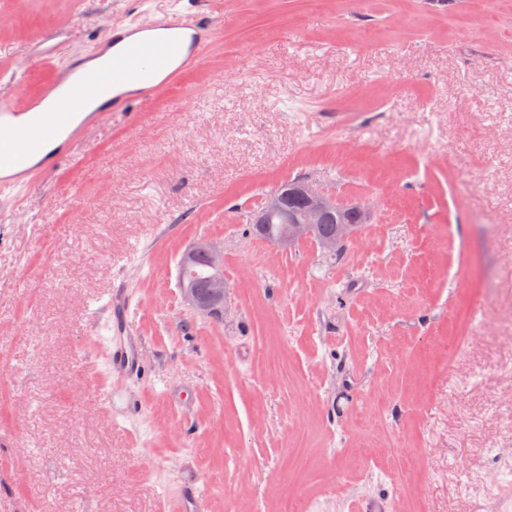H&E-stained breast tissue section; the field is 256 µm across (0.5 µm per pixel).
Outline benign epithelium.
<instances>
[{"label":"benign epithelium","mask_w":512,"mask_h":512,"mask_svg":"<svg viewBox=\"0 0 512 512\" xmlns=\"http://www.w3.org/2000/svg\"><path fill=\"white\" fill-rule=\"evenodd\" d=\"M290 191L301 196L305 211L288 220L282 233L271 243L279 248H292L313 241L326 254L340 252L354 239L358 224L353 218L367 215L359 204H348L332 193H325L309 185L296 182ZM199 255L208 259L209 270L205 284L188 276L189 263ZM179 288L184 302L200 314H209L224 298V251L211 239L201 237L183 253L179 264Z\"/></svg>","instance_id":"benign-epithelium-1"}]
</instances>
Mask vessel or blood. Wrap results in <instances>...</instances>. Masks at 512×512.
<instances>
[{"label":"vessel or blood","mask_w":512,"mask_h":512,"mask_svg":"<svg viewBox=\"0 0 512 512\" xmlns=\"http://www.w3.org/2000/svg\"><path fill=\"white\" fill-rule=\"evenodd\" d=\"M130 31L136 41L96 67L81 70L68 62L58 66L38 96L27 94L22 74L12 76L13 93L0 96V129L7 132L0 138V167L19 168L20 174L0 176L1 190L29 183L37 169L28 165V151L40 141L61 135L69 149H76L81 131L74 128V119L81 114L92 123L102 119V112L89 104L103 92L114 90L116 105L150 103L163 85L177 81L200 60L210 42L208 28L179 10ZM111 367L116 373L138 369L134 346L113 344Z\"/></svg>","instance_id":"vessel-or-blood-1"}]
</instances>
